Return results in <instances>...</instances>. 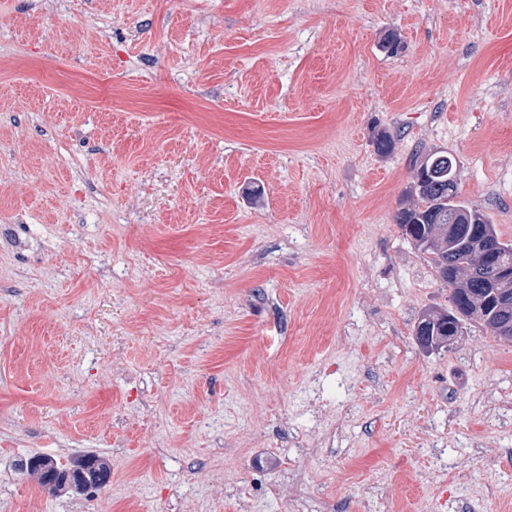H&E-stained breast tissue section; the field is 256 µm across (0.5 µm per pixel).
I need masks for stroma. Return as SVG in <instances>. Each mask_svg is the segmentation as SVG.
I'll use <instances>...</instances> for the list:
<instances>
[{"label":"stroma","instance_id":"1","mask_svg":"<svg viewBox=\"0 0 512 512\" xmlns=\"http://www.w3.org/2000/svg\"><path fill=\"white\" fill-rule=\"evenodd\" d=\"M439 151L512 241V0H0V512H512V344L414 338Z\"/></svg>","mask_w":512,"mask_h":512}]
</instances>
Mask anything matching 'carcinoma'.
Masks as SVG:
<instances>
[{
  "label": "carcinoma",
  "instance_id": "cac0c4a2",
  "mask_svg": "<svg viewBox=\"0 0 512 512\" xmlns=\"http://www.w3.org/2000/svg\"><path fill=\"white\" fill-rule=\"evenodd\" d=\"M455 166V158L445 152L428 156L426 185L410 188L412 203L397 212L396 223L415 249L429 257L436 271H441L447 262L460 266L463 279L449 296L451 304L462 306L461 321L476 323L497 339L496 328L502 318L497 299L512 300V278L485 284L469 279V270L488 241L495 243L500 259L512 266V242L501 240L495 225L460 197ZM451 312L452 307L423 314L415 327L418 343L431 349L447 347Z\"/></svg>",
  "mask_w": 512,
  "mask_h": 512
}]
</instances>
